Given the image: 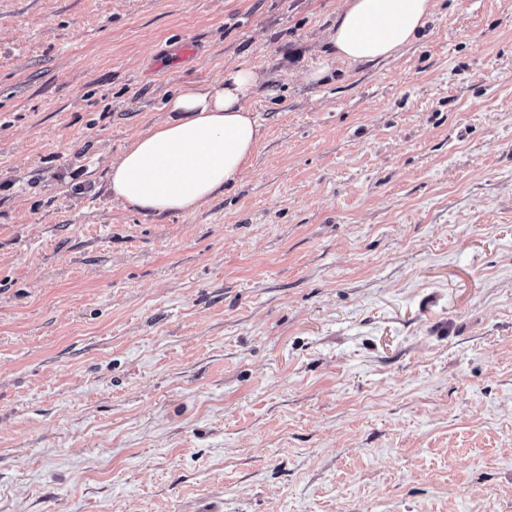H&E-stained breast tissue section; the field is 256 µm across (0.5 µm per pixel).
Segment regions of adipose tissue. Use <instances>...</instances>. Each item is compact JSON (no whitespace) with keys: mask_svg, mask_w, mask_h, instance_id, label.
<instances>
[{"mask_svg":"<svg viewBox=\"0 0 512 512\" xmlns=\"http://www.w3.org/2000/svg\"><path fill=\"white\" fill-rule=\"evenodd\" d=\"M434 0H343L330 34L335 59H387L414 42ZM264 75L242 63L207 85L180 86L170 119L139 135L110 165L108 187L131 209L192 213L236 183L263 136L248 102Z\"/></svg>","mask_w":512,"mask_h":512,"instance_id":"1","label":"adipose tissue"}]
</instances>
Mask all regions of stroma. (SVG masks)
I'll list each match as a JSON object with an SVG mask.
<instances>
[{
	"instance_id": "1",
	"label": "stroma",
	"mask_w": 512,
	"mask_h": 512,
	"mask_svg": "<svg viewBox=\"0 0 512 512\" xmlns=\"http://www.w3.org/2000/svg\"><path fill=\"white\" fill-rule=\"evenodd\" d=\"M340 2L0 0V512H512V0L355 66ZM243 62L242 180L114 199Z\"/></svg>"
}]
</instances>
